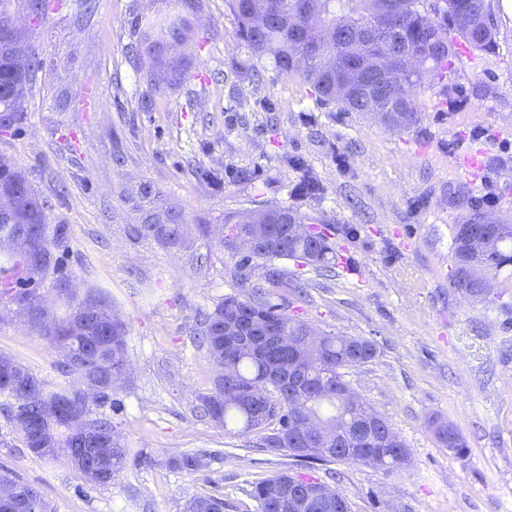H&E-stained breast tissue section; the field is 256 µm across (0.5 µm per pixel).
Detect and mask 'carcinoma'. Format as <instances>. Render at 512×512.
Wrapping results in <instances>:
<instances>
[{
	"label": "carcinoma",
	"instance_id": "cac0c4a2",
	"mask_svg": "<svg viewBox=\"0 0 512 512\" xmlns=\"http://www.w3.org/2000/svg\"><path fill=\"white\" fill-rule=\"evenodd\" d=\"M317 7L310 9V0H229L230 9L237 20L236 35L245 42L251 57L258 63H270L275 70L299 76L307 83L320 103L335 101L333 72L327 70V56L335 53V64L350 68L353 62L336 52V43L314 47L307 33L316 25L339 27L347 20H356L363 25L371 23L370 0H316ZM399 8L388 20V36L401 49L418 56L422 66L415 73L400 75V97L383 106H392L388 113L387 127L404 130L416 124L413 92L428 84H443L450 79L454 60L459 58V47L471 52L492 53L497 47V30L494 24L479 30H464L454 26L460 8L469 0H443L437 5L431 0H395ZM186 38V30L180 20H159L142 31V41L156 44L162 40L179 42ZM41 66L31 29L15 30L5 39H0V114H14L10 130L17 132L26 121L24 101L11 98L15 83L16 66ZM28 181L22 167L0 155V185H16ZM298 191L318 198L324 188L318 178L308 169H303ZM167 222L157 230L147 224L138 228V233L165 240L174 246L183 243L188 236L186 225L176 209L167 210ZM261 215L268 225L269 235L278 242L272 251H252L241 256L237 263L239 293L224 296L212 310L205 314L195 335L200 345L209 353L218 370L214 391L202 398V409L209 419L224 426V431L237 435L257 433L260 440L258 450L268 453L288 451L293 458L289 469L253 484L250 492L256 503V512H297L293 504L294 494L309 492L314 487L335 479L334 464H360L395 474L405 464L401 457L409 455L401 437L389 442L378 437V432L395 434L391 424L379 417V426L368 434L365 444L352 452L335 451L329 457L308 456L296 451L292 416L296 402L304 399L316 419L337 432H345L354 419L352 410L340 395L338 383L345 370L370 362L376 356L375 344L364 337L338 336L320 333L300 316L286 311L283 303L270 300L269 289L296 290L288 275L275 261L292 260L302 267L318 269L336 268V226L311 224L308 235L292 237L288 233L291 221L303 222L302 217L288 206L259 208L250 211L233 222V238L241 239L252 233L251 219ZM479 235L493 239L490 252L473 251L468 238L463 236L462 225L455 227L453 252L456 261L454 287L457 291H468L486 299L484 282L503 269L512 267V224H474ZM5 254L0 263V300L7 299L27 310L31 321L39 326L44 335L59 349L63 357L62 373L79 379H97L108 383L110 370L128 369L126 334L127 327L103 301L93 305L101 321L84 324L83 330L75 329L69 341L61 345L53 333L47 311L38 301L29 285L46 273L59 271L60 263L43 266L36 259L18 251ZM263 261V278L267 287L250 285L251 271L258 261ZM250 290H245V287ZM246 320L252 337L260 340L269 328H276L284 341L280 345L266 348L265 353L283 360L296 359L304 367L305 378L301 390L288 392L269 384L267 358L248 349H241L221 335L224 325ZM250 387L248 394H235V386ZM113 389L95 397H79L77 386L64 380L50 389L31 370L18 361L0 367V396L10 405L8 416L21 443L40 458L51 453L42 451L44 441L53 443L63 452L66 463L80 473L85 486L92 490L106 486L98 482L91 469L81 459H74L75 449L82 445L81 436L73 433L66 420L68 408L76 399L82 401L83 419L95 434L106 435L112 431L111 422L97 408L112 399ZM29 413L38 422V435L17 424V416ZM435 435L441 447L460 455L466 448L462 435L451 425L435 426ZM197 455H174L167 461L171 469L198 470ZM129 461L123 445L112 450L106 470L111 476L122 472ZM323 471L318 476L316 472ZM12 480L15 497L26 500L34 498L37 512H49L40 490L19 480L12 472L0 467V476ZM185 512H224V500L213 495L196 496L185 505ZM305 512H351L345 497L325 501L317 496L310 499Z\"/></svg>",
	"mask_w": 512,
	"mask_h": 512
}]
</instances>
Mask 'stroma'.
I'll return each mask as SVG.
<instances>
[{"instance_id":"stroma-1","label":"stroma","mask_w":512,"mask_h":512,"mask_svg":"<svg viewBox=\"0 0 512 512\" xmlns=\"http://www.w3.org/2000/svg\"><path fill=\"white\" fill-rule=\"evenodd\" d=\"M78 3L53 0L36 25L42 66L28 119L0 134V154L27 171L51 223L67 225L58 254L76 301L105 300L128 326L130 369L106 414L129 464L111 486L81 493L63 456L31 454L0 410V466L39 488L51 512H183L204 494L223 498L224 512H255L252 484L291 458L201 417L216 373L194 328L236 290L225 217L288 206L357 230L337 239L334 272L280 266L305 291L303 320L375 344L347 378L410 452L398 474L342 466L336 488L352 512H512V273L484 303L453 286L454 226L478 213L512 224V0H488L496 52L462 51L451 89H418V121L405 131L317 103L272 65L253 69L228 0ZM175 18L188 23L183 42L140 44L150 23ZM146 56L153 85L137 73ZM290 156L319 178L321 199L295 193ZM241 167L252 182L228 180ZM143 181L159 189L157 209L181 212L189 245L137 234L143 213L124 192ZM1 354L47 385L63 378L61 353L12 305L0 306ZM437 421L458 429L465 455L440 447ZM213 451L221 460L201 471L165 465Z\"/></svg>"}]
</instances>
